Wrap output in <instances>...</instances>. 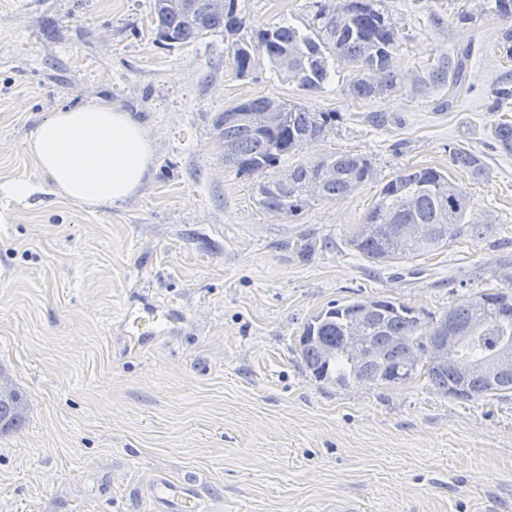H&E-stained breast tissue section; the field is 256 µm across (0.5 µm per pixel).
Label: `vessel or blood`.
I'll return each mask as SVG.
<instances>
[{
	"label": "vessel or blood",
	"mask_w": 512,
	"mask_h": 512,
	"mask_svg": "<svg viewBox=\"0 0 512 512\" xmlns=\"http://www.w3.org/2000/svg\"><path fill=\"white\" fill-rule=\"evenodd\" d=\"M183 319L177 306L155 296H144L124 309L121 335L127 345L140 349L178 335ZM146 512H206L192 478L157 472L137 487Z\"/></svg>",
	"instance_id": "b4317fda"
}]
</instances>
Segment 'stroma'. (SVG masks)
Masks as SVG:
<instances>
[{
    "label": "stroma",
    "mask_w": 512,
    "mask_h": 512,
    "mask_svg": "<svg viewBox=\"0 0 512 512\" xmlns=\"http://www.w3.org/2000/svg\"><path fill=\"white\" fill-rule=\"evenodd\" d=\"M315 0H237L256 23L305 24ZM402 71L474 43L470 87L370 105L347 71L304 98L332 112L325 139L288 157L367 156L381 178L435 167L467 187L482 238L377 267L347 243L376 185L298 220L255 202L225 167L216 117L242 100L300 98L269 67L237 76L220 33L154 41L153 0H0V367L26 395L23 428L0 436V512H139L156 471L196 474L210 512H512V396L461 402L425 381L401 389L316 381L296 352L304 322L335 302L396 298L439 314L512 272V156L489 136L491 86L512 73L502 23L434 28L454 0H385ZM104 97L141 120L154 163L109 207L64 200L27 143L52 112ZM480 152L471 180L449 146ZM183 313L180 335L130 354L115 333L143 291Z\"/></svg>",
    "instance_id": "stroma-1"
}]
</instances>
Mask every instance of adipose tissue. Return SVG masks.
I'll return each instance as SVG.
<instances>
[{"instance_id": "ef3b65f1", "label": "adipose tissue", "mask_w": 512, "mask_h": 512, "mask_svg": "<svg viewBox=\"0 0 512 512\" xmlns=\"http://www.w3.org/2000/svg\"><path fill=\"white\" fill-rule=\"evenodd\" d=\"M28 151L50 175L57 195L97 207L134 195L154 161L143 125L105 98L40 122Z\"/></svg>"}]
</instances>
